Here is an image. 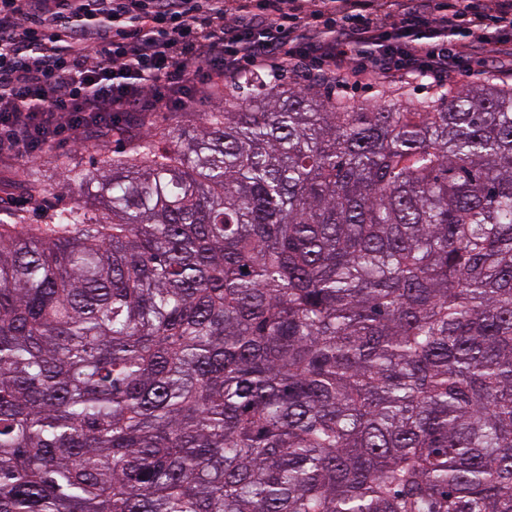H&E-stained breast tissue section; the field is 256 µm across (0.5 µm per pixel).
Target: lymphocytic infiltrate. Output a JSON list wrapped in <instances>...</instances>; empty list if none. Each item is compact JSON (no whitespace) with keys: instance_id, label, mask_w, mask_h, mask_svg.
Returning a JSON list of instances; mask_svg holds the SVG:
<instances>
[{"instance_id":"obj_1","label":"lymphocytic infiltrate","mask_w":512,"mask_h":512,"mask_svg":"<svg viewBox=\"0 0 512 512\" xmlns=\"http://www.w3.org/2000/svg\"><path fill=\"white\" fill-rule=\"evenodd\" d=\"M397 24L412 38L380 45ZM496 26H512V0H268L261 13L225 0H0V157L193 108L243 63L259 75L309 65L345 85L452 77L465 57L512 75ZM462 29L467 42L450 44Z\"/></svg>"}]
</instances>
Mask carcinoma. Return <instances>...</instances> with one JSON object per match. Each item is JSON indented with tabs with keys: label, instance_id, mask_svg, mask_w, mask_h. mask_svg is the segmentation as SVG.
Masks as SVG:
<instances>
[{
	"label": "carcinoma",
	"instance_id": "cac0c4a2",
	"mask_svg": "<svg viewBox=\"0 0 512 512\" xmlns=\"http://www.w3.org/2000/svg\"><path fill=\"white\" fill-rule=\"evenodd\" d=\"M199 116L0 221V512H512V83Z\"/></svg>",
	"mask_w": 512,
	"mask_h": 512
}]
</instances>
